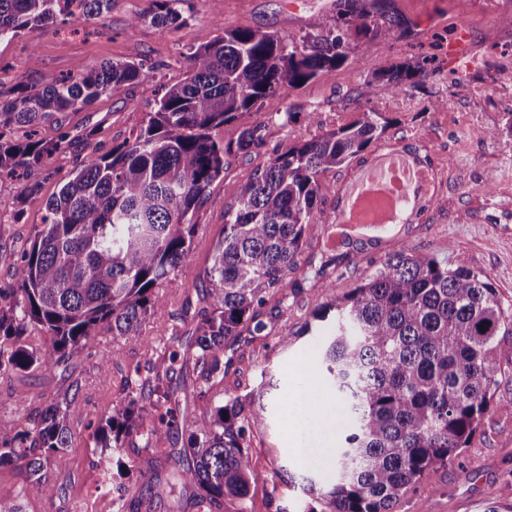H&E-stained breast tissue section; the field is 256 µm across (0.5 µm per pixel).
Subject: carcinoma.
Instances as JSON below:
<instances>
[{"instance_id":"cac0c4a2","label":"carcinoma","mask_w":512,"mask_h":512,"mask_svg":"<svg viewBox=\"0 0 512 512\" xmlns=\"http://www.w3.org/2000/svg\"><path fill=\"white\" fill-rule=\"evenodd\" d=\"M175 0H152L151 11L129 23L134 31L150 18L160 27L185 25ZM112 0H0V39L59 19L101 17ZM317 34L302 48L287 49L270 33L226 27L208 45L189 47L186 77L167 86L131 143L90 157L45 204L44 228L16 266L15 283L0 285V373L52 368L79 352L106 328L114 336L136 333L148 313L164 304L161 292L191 252L194 211L208 188L224 176L228 160L265 143L260 123L236 141L214 131L257 103L290 91L349 60L363 36L388 43L407 22L393 0H336V17L316 19ZM432 59L379 69L373 77L401 91L415 85ZM154 78L144 60L107 62L74 79L45 76L40 87L20 83L0 94V176L18 179L22 194H36L44 160L70 146L67 136L43 141L14 139L61 112L81 109L100 96ZM392 120L370 107L351 121L275 154L239 184L224 211V239L197 289L209 309L197 315L185 353L165 351L127 377L123 396L89 434L112 464L104 485L113 512L169 502V512H223L224 500L247 512L252 486L266 481L251 460L249 430L264 423V394L275 387L261 374L262 390L223 393L210 415L192 421L186 444L171 453L172 477L147 471L140 496L128 502L127 479L140 449L168 440L181 426L167 406L166 381L175 363L192 365L199 396L224 383V349L247 331L255 336L278 323L282 310L268 297L298 284L306 230L321 223V177L357 160L385 134ZM364 241L341 240L328 263L311 270L328 288L329 266L367 260ZM342 300L317 307L298 331L285 330L279 344L299 336L317 340L315 372L327 378L344 413L341 437L330 450L333 476L303 477L305 512H392L408 487L433 467H445L467 447L499 386L500 337L512 335L506 310L487 275L463 261L420 256L408 245L380 261ZM484 329H479V325ZM52 335L49 350L27 347L31 326ZM79 388L40 410L22 430L0 423V465L24 477L27 494L59 496L53 473L81 415Z\"/></svg>"}]
</instances>
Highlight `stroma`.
Here are the masks:
<instances>
[{"instance_id": "obj_1", "label": "stroma", "mask_w": 512, "mask_h": 512, "mask_svg": "<svg viewBox=\"0 0 512 512\" xmlns=\"http://www.w3.org/2000/svg\"><path fill=\"white\" fill-rule=\"evenodd\" d=\"M151 0H112L103 18L77 17L49 28H33L0 40V92L19 82L37 83L42 76H77L106 61L143 59L156 65L154 81L121 88L101 96L90 106L65 112L38 127L37 138L54 140L67 135L69 150L46 161V175L37 193L24 198L16 181L0 180V285L14 283L15 263L43 227L45 203L74 175L87 158L133 141L146 125L161 89L185 77V55L192 46L210 43L220 25L258 28L282 40H300L313 18L332 19L336 0H178L185 26L160 28L150 24L129 30L136 15L146 12ZM411 24V37L379 46L369 42L365 55L350 58L341 67L321 74L290 96H270L256 109L220 127L219 140L237 139L248 125L264 123L265 144L251 156L231 159L224 176L208 189L192 218L196 225L186 263L163 287L165 306L152 310L139 328L141 337L164 350L179 349L189 341L184 307L200 310L195 287L211 264L216 243L224 236V211L239 182L274 151L313 139L350 121L358 105L356 92L370 88V106L393 119V126L366 151L365 164H352L322 178L320 208L324 221L311 225L303 260H319L321 249L336 237L335 223L348 205V193L365 166L404 146L429 155L435 174L436 208L412 224L406 233L383 234L372 256L409 245L422 256L463 259L488 275L508 310L512 311V82L500 72L512 69V0H394ZM467 33L474 69L460 67L447 45ZM435 53L415 87L394 92L391 85L373 80L376 69ZM35 66H27L29 55ZM297 114L283 124L285 112ZM317 113L318 123L304 115ZM368 265L330 270L329 287L305 282L300 294L285 299L283 327L298 330L319 305L342 297L369 274ZM112 361L100 366V348ZM499 386L483 422L459 458L447 467L427 470L398 500L394 512H485L489 502L512 504V336L502 337ZM230 361L224 387L246 394L259 386L262 372L272 373L278 386L265 395L269 418L265 427L252 429L249 444L252 464L267 477L252 488L248 512H301L300 476L329 477L324 453L300 462L289 434L291 400L304 390L319 411L313 431L338 440L336 424L342 409L325 383L315 375L317 360L308 338L282 348L277 335L266 341L241 338L226 349ZM146 350L128 337L101 332L96 340L50 370L0 376V421L27 424L34 408L63 396L72 383L81 386L82 415L74 424V438L66 452V467L58 474L62 495L56 503L28 497L26 512H112L103 495V461L89 441V429L107 414L120 396L125 378L136 364L145 363ZM27 389L29 405H19L18 389Z\"/></svg>"}]
</instances>
